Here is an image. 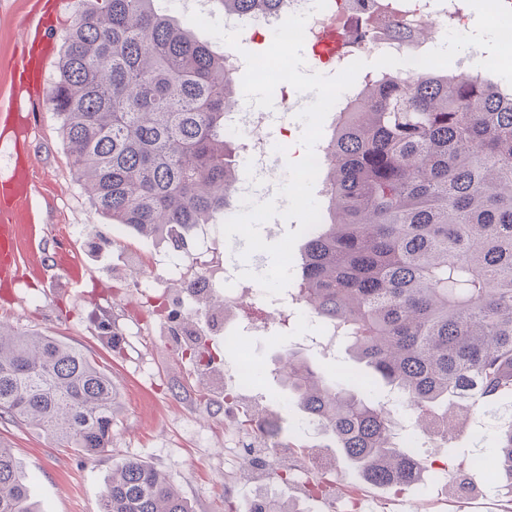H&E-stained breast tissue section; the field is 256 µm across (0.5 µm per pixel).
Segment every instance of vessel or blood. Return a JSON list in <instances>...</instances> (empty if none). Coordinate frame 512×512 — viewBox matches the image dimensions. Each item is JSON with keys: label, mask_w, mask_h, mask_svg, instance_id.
Returning a JSON list of instances; mask_svg holds the SVG:
<instances>
[{"label": "vessel or blood", "mask_w": 512, "mask_h": 512, "mask_svg": "<svg viewBox=\"0 0 512 512\" xmlns=\"http://www.w3.org/2000/svg\"><path fill=\"white\" fill-rule=\"evenodd\" d=\"M26 30L36 31L37 49L34 54L15 59L13 79L17 85L31 89L32 99L43 94V59L54 45L50 30L44 27L40 17L30 16L25 22ZM20 119L14 112L0 113V128L5 135L0 138V150L13 156L16 143L6 134L19 126ZM38 193L33 180L32 165L15 160L6 173L0 174V281H15L22 267L44 264L41 247V211Z\"/></svg>", "instance_id": "vessel-or-blood-1"}]
</instances>
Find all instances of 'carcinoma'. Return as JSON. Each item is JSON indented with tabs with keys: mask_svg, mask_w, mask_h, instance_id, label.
<instances>
[{
	"mask_svg": "<svg viewBox=\"0 0 512 512\" xmlns=\"http://www.w3.org/2000/svg\"><path fill=\"white\" fill-rule=\"evenodd\" d=\"M159 0H93L66 34L49 103L92 205L137 235L184 246L237 194L241 147L224 132L237 105L228 57L165 14ZM224 12L285 15L286 0H216ZM423 31L381 21L355 49ZM319 169L323 204L296 299L344 337L353 358L403 396L423 437L452 446L448 402L488 410L512 394V85L432 68L407 80L385 67L346 100ZM279 381L306 421L379 487L415 485L430 465L393 442L386 407L360 384L291 349ZM112 375L51 336L0 326V420L48 431L92 457L112 441ZM512 502V427L497 438ZM0 512H41L0 445ZM102 512H192L170 480L127 458Z\"/></svg>",
	"mask_w": 512,
	"mask_h": 512,
	"instance_id": "cac0c4a2",
	"label": "carcinoma"
}]
</instances>
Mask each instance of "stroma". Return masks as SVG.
Wrapping results in <instances>:
<instances>
[{
    "label": "stroma",
    "mask_w": 512,
    "mask_h": 512,
    "mask_svg": "<svg viewBox=\"0 0 512 512\" xmlns=\"http://www.w3.org/2000/svg\"><path fill=\"white\" fill-rule=\"evenodd\" d=\"M29 0H0V110L16 98L9 64L17 54L21 26ZM33 177L41 189L46 254L76 244L78 259L89 267L86 282L68 284L54 267L39 278H23L14 287H0V320L21 331L53 336L93 356L112 374L116 406L112 414V443L106 452L87 457L81 449L61 448L45 430L0 420V442L20 462L33 500L43 512H101L102 494L112 467L136 458L166 474L191 505L193 512H250L254 498L250 485L240 484L227 497L224 471L231 460L214 455L224 440V380L232 376L239 350H246L256 370L240 392L244 409L265 408L282 429L285 443L300 446L298 464L329 461L336 466L340 488H361L387 512H502L499 485L469 472L466 490L449 487L430 475L418 485L394 492L364 481L347 463L330 436L306 425L304 415L279 385L274 360L281 348L292 347L314 367L326 368L347 379L358 365L346 342L326 345L307 338L309 312L291 303L287 324L265 325L252 332L257 314L243 304L238 314L215 325L208 309L195 310L197 337L223 360L211 391H204L193 358L183 354L164 328L165 315L182 314L177 285L165 273L166 245L144 238L96 211L78 184L68 159L56 117L48 100L29 110ZM231 244L220 225L203 224L186 236L180 252L186 274L208 267L217 283L213 293L223 296L225 274H238L226 262ZM153 276L169 300L161 308L158 298L138 290L145 276ZM512 423V395L504 396L491 411L477 410L460 429L452 449L420 445L419 457L454 458L463 463L478 456L494 461L497 435Z\"/></svg>",
    "instance_id": "35a3bbf8"
}]
</instances>
